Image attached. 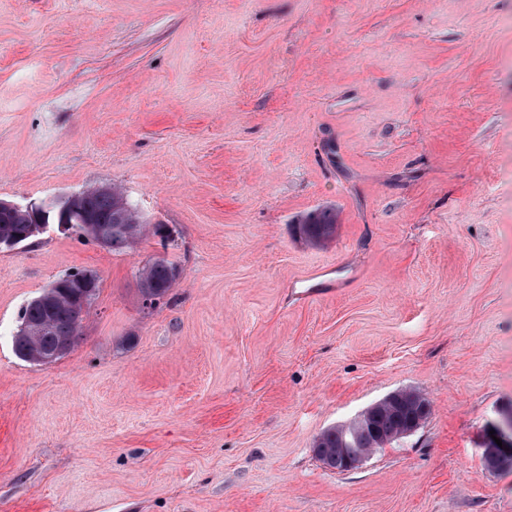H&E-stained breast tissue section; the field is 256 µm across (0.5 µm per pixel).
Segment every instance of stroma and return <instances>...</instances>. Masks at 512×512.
<instances>
[{"label": "stroma", "instance_id": "obj_1", "mask_svg": "<svg viewBox=\"0 0 512 512\" xmlns=\"http://www.w3.org/2000/svg\"><path fill=\"white\" fill-rule=\"evenodd\" d=\"M105 187L169 239L0 250V512H512V0H0V200ZM74 271L77 343L20 360ZM402 389L418 430L317 459ZM335 226L334 216L325 211L313 214L305 224H299V232L309 242L322 243L333 235ZM179 268L166 259H156L144 266L139 273L141 295L150 292L157 297L156 304L167 296ZM491 426L486 428L483 441V461L493 469H511L512 468V421L509 417L503 425H499L494 430L493 437L502 440V447L496 445L490 438ZM498 446V447H497ZM486 448L499 450L494 456L486 452Z\"/></svg>", "mask_w": 512, "mask_h": 512}]
</instances>
